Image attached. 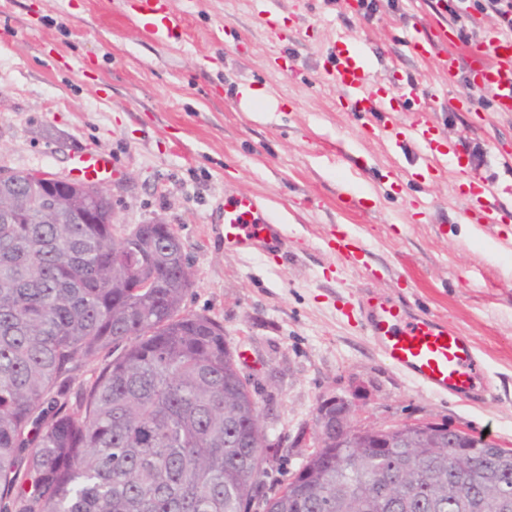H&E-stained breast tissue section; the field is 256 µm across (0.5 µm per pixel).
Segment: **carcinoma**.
<instances>
[{"label":"carcinoma","instance_id":"cac0c4a2","mask_svg":"<svg viewBox=\"0 0 512 512\" xmlns=\"http://www.w3.org/2000/svg\"><path fill=\"white\" fill-rule=\"evenodd\" d=\"M99 224L0 223V501L13 512H242L276 462L255 448L260 409L236 352L213 319L183 311L189 290L171 225L139 224L113 241L112 204ZM148 260L150 288L112 272L113 253ZM116 355L68 395L80 359ZM462 476L453 448L316 449L265 512H512V454L471 447ZM511 494L507 507L502 495Z\"/></svg>","mask_w":512,"mask_h":512}]
</instances>
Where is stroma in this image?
Segmentation results:
<instances>
[{
	"instance_id": "1",
	"label": "stroma",
	"mask_w": 512,
	"mask_h": 512,
	"mask_svg": "<svg viewBox=\"0 0 512 512\" xmlns=\"http://www.w3.org/2000/svg\"><path fill=\"white\" fill-rule=\"evenodd\" d=\"M374 2L367 18L352 0H168L182 34L162 41L136 0H0V168L65 177L105 154L113 222L173 225L194 276L183 309L223 326L277 450L269 494L311 454L320 402L357 386L364 423L464 426L512 448V112L493 110L466 51L501 26L474 0ZM420 21L453 38L428 60L407 44ZM340 38L366 52L372 82L397 71L417 97L338 106ZM421 119L459 148L422 183L428 155L394 136ZM474 175L506 221L463 223ZM240 193L263 200L281 251L225 249L215 213ZM344 232L365 262L325 250ZM373 293L470 338L486 390L438 395L392 367L347 317Z\"/></svg>"
}]
</instances>
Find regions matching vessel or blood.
Masks as SVG:
<instances>
[{
    "label": "vessel or blood",
    "mask_w": 512,
    "mask_h": 512,
    "mask_svg": "<svg viewBox=\"0 0 512 512\" xmlns=\"http://www.w3.org/2000/svg\"><path fill=\"white\" fill-rule=\"evenodd\" d=\"M154 31L159 36L173 33V20L164 9V0H140ZM336 63L330 76L340 90V103L354 112L395 111L406 98L416 96L411 84L396 80L394 88L371 84L369 67L362 51L351 42L336 41ZM470 55H491L496 64L481 75L484 90L491 98L494 111L512 112V39L494 38L470 47ZM403 138L416 141L431 154L440 155L448 144L429 122H418L401 131ZM109 156L90 154L80 159L74 178L78 181H101L112 174ZM467 213L487 224L499 221L501 208L493 202V192L484 182L468 190ZM219 221L223 226L224 245L241 251L262 253L279 251L284 246L280 225L271 223L264 214L262 201L255 196L238 194L224 202ZM336 254L360 260L366 251L351 236L327 240ZM377 346L381 355L397 370L436 394L468 395L484 385L485 367L470 340L428 315L413 313L397 301L369 295L351 309Z\"/></svg>",
    "instance_id": "vessel-or-blood-1"
}]
</instances>
